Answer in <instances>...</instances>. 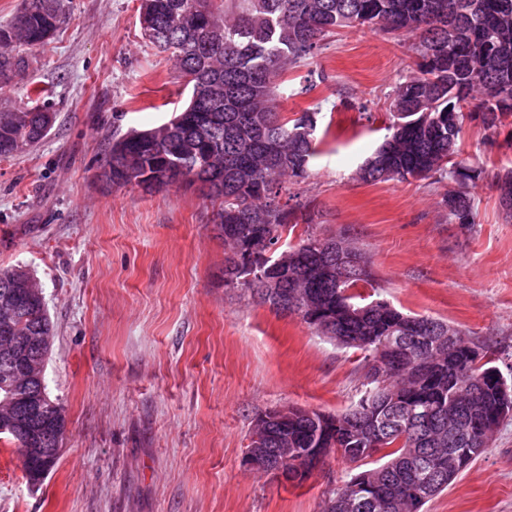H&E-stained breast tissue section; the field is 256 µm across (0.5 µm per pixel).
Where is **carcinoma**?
<instances>
[{
	"instance_id": "1",
	"label": "carcinoma",
	"mask_w": 512,
	"mask_h": 512,
	"mask_svg": "<svg viewBox=\"0 0 512 512\" xmlns=\"http://www.w3.org/2000/svg\"><path fill=\"white\" fill-rule=\"evenodd\" d=\"M143 37H171L168 56L191 85L186 108L145 130L112 135L105 167L112 185L156 193L199 184L220 201L224 287L245 288L259 304L298 316L343 348L363 354L361 396L349 410L330 414L296 409L280 418L257 417L244 458L274 465L283 439L315 448L349 465L338 491L365 487L354 512H422L484 451V437L512 409V381L492 359L475 354L453 325L404 313L384 300L364 302L375 287L366 256L347 265L352 246L342 236L306 230L295 244L284 236L312 216L277 200L285 178L308 177L316 153V117L292 121L276 100L286 94L283 74L308 59L326 36L369 27L414 38L416 71L390 98L387 135L358 170L365 182L431 178L448 182V218L474 223L471 185L478 169L458 161L466 120L477 118L491 139L512 146V0H139ZM57 0H22L0 31V86L29 68L28 51L59 29ZM50 90L36 87L27 101L0 112V159L16 156L18 142L39 144L56 113L45 108ZM500 205L512 218V169L493 175ZM276 265L272 280L263 277ZM24 267L0 268V369L36 349L31 336L53 337L45 302L33 300ZM453 340H448V336Z\"/></svg>"
}]
</instances>
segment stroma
I'll list each match as a JSON object with an SVG mask.
<instances>
[{
    "label": "stroma",
    "instance_id": "35a3bbf8",
    "mask_svg": "<svg viewBox=\"0 0 512 512\" xmlns=\"http://www.w3.org/2000/svg\"><path fill=\"white\" fill-rule=\"evenodd\" d=\"M30 56L27 77L0 89V111L40 85L57 117L37 146L0 159V268L26 267L43 290L54 329L45 382L67 430L36 487L0 439V512H324L342 460L298 484L242 458L265 410L350 409L360 351L225 287L219 205L197 186L150 195L96 179L113 132L166 122L189 98L173 61L143 39L138 0H66L58 31ZM414 61L391 36L353 29L285 73L281 112L316 113L318 154L282 194L307 204L317 233L367 253L377 298L460 327L506 373L512 220L492 175L512 168V147L465 123L458 157L481 167L468 225L449 219L430 180L355 176ZM312 73L323 80L304 91ZM426 510L512 512V417Z\"/></svg>",
    "mask_w": 512,
    "mask_h": 512
}]
</instances>
